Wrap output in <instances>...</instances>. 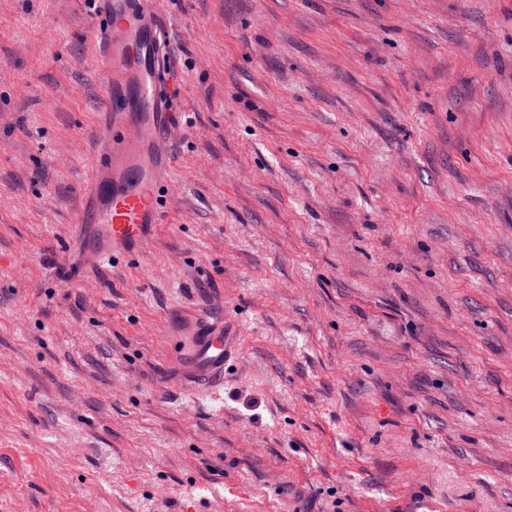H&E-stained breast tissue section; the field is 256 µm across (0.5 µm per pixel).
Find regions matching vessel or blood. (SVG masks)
<instances>
[{"label": "vessel or blood", "instance_id": "b4317fda", "mask_svg": "<svg viewBox=\"0 0 512 512\" xmlns=\"http://www.w3.org/2000/svg\"><path fill=\"white\" fill-rule=\"evenodd\" d=\"M98 3L91 40L105 96L73 220L79 252L66 271L72 281L86 266L143 253L166 221L161 194L172 191L176 167L171 133L180 84L163 62L166 36L155 0ZM228 353L224 317L210 311L185 322L174 349L192 389L222 382Z\"/></svg>", "mask_w": 512, "mask_h": 512}]
</instances>
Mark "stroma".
I'll use <instances>...</instances> for the list:
<instances>
[{
    "label": "stroma",
    "instance_id": "35a3bbf8",
    "mask_svg": "<svg viewBox=\"0 0 512 512\" xmlns=\"http://www.w3.org/2000/svg\"><path fill=\"white\" fill-rule=\"evenodd\" d=\"M157 8L179 188L69 282L92 0H0V512H512V0ZM174 355L188 370L186 387L200 388L224 380V360L229 350L224 336V313H196L185 322Z\"/></svg>",
    "mask_w": 512,
    "mask_h": 512
}]
</instances>
